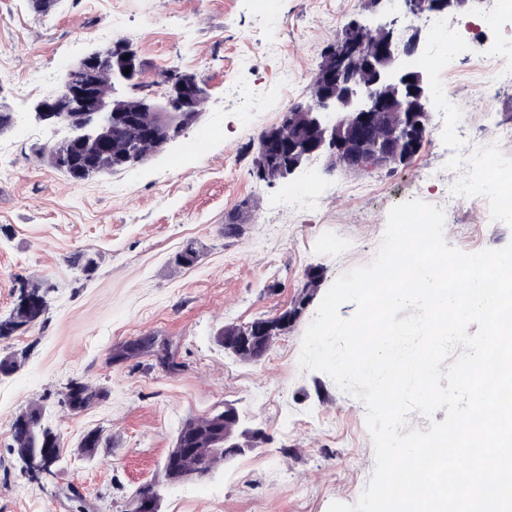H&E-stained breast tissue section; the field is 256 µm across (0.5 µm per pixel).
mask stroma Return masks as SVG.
Returning a JSON list of instances; mask_svg holds the SVG:
<instances>
[{
    "instance_id": "35a3bbf8",
    "label": "stroma",
    "mask_w": 512,
    "mask_h": 512,
    "mask_svg": "<svg viewBox=\"0 0 512 512\" xmlns=\"http://www.w3.org/2000/svg\"><path fill=\"white\" fill-rule=\"evenodd\" d=\"M363 0H61L47 16L27 0H0V104L17 116L0 135V318L9 316L18 279L49 283L43 322L0 338V357L25 354L0 376V512H125L144 483L160 492V512H327L355 503L376 459L364 405L329 375L300 369L304 333L324 295L348 270L372 262L387 214L419 199L441 205L472 142L494 146L499 174H512V88L489 84L477 58L448 56L427 75L455 93L458 109L433 108L419 153L392 171L324 173L319 162L289 184L250 170V146L308 88L325 47ZM471 33L512 70V20L488 26L467 16ZM130 40L154 83L175 68L208 91L196 124L144 164L70 180L43 159L60 128L35 120L66 70L113 40ZM241 226L226 236L229 222ZM448 245L472 253L512 242V221L490 214L471 190L445 213ZM193 249V265L174 257ZM85 253L91 274L73 265ZM320 285L308 287L311 276ZM305 300L288 331L257 362L225 353L215 336L228 324L274 317ZM143 336L168 340L181 369L153 356L115 364L112 353ZM104 389L73 413L60 403L70 380ZM64 439L55 473L34 480L10 450L11 426L29 404ZM233 404L261 440L202 479L168 483L163 462L182 423ZM109 442L92 458L77 446L89 430Z\"/></svg>"
}]
</instances>
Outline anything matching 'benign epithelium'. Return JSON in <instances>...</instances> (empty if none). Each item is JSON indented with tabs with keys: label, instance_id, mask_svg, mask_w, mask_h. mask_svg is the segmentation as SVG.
I'll return each mask as SVG.
<instances>
[{
	"label": "benign epithelium",
	"instance_id": "obj_1",
	"mask_svg": "<svg viewBox=\"0 0 512 512\" xmlns=\"http://www.w3.org/2000/svg\"><path fill=\"white\" fill-rule=\"evenodd\" d=\"M372 22L352 20L326 50L318 72L309 85V99L287 110L308 135L288 142V165L271 169L258 158L256 174L270 185L288 182L292 175L314 159H326L324 171L341 168L370 172L405 164L422 146L429 122L433 90L425 75L408 60L421 54L422 19L431 15L466 17L485 0H366ZM110 65L135 81L136 67L130 60H114L95 50L68 69L55 100H41L35 118L66 130L65 141L78 140L92 148L105 143L112 130V102L98 96L81 81L89 67ZM167 94L159 101L145 94L143 104L154 112L158 123L181 130L198 119L199 113L185 108L206 97L205 86L189 73L165 77ZM239 423L236 409L224 405V430L215 443L242 455L246 448L234 440ZM57 459L45 453L26 457L27 471L51 475Z\"/></svg>",
	"mask_w": 512,
	"mask_h": 512
}]
</instances>
